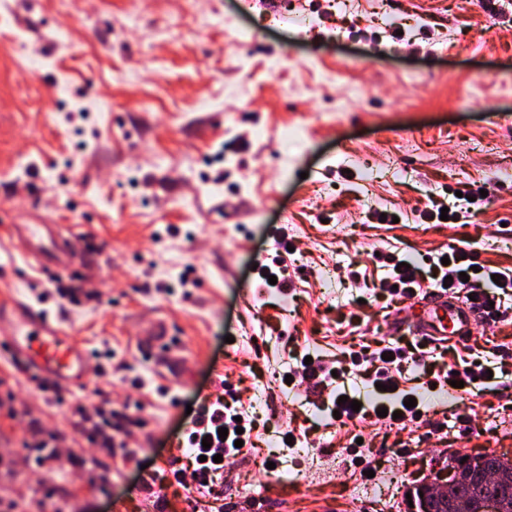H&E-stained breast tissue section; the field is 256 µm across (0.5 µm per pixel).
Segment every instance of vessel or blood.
<instances>
[{
	"label": "vessel or blood",
	"mask_w": 512,
	"mask_h": 512,
	"mask_svg": "<svg viewBox=\"0 0 512 512\" xmlns=\"http://www.w3.org/2000/svg\"><path fill=\"white\" fill-rule=\"evenodd\" d=\"M16 235L34 258L40 271L51 279L74 273L67 241L54 224H19ZM479 308L447 296H437L419 324L420 335L437 340L450 337L467 341ZM0 321L11 331L0 339V347L19 361L35 385L45 394L57 395L81 386L85 379L88 351L75 337L53 324L47 315L16 306H0ZM170 329L165 321L154 322L143 333V346L151 354L166 351Z\"/></svg>",
	"instance_id": "obj_1"
}]
</instances>
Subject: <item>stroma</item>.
Instances as JSON below:
<instances>
[{
  "label": "stroma",
  "mask_w": 512,
  "mask_h": 512,
  "mask_svg": "<svg viewBox=\"0 0 512 512\" xmlns=\"http://www.w3.org/2000/svg\"><path fill=\"white\" fill-rule=\"evenodd\" d=\"M282 2L0 0V304L44 312L90 354L59 404L0 350V512H349L346 489L369 481L341 453L357 441L382 464L372 481L394 485L388 512H407L441 453L512 457V320L475 319L465 343L433 348L493 376L456 400L423 391L427 413L402 430L333 425L285 380L305 356L413 339L432 289L383 309L345 282L380 278L389 245L512 268V0H298L303 26L280 21ZM428 193L454 219L411 215ZM16 224L81 234L75 301L28 262ZM279 234L296 249L286 298L256 288ZM159 319L177 340L157 359L141 335ZM241 376L255 448L212 491L174 484L187 408ZM102 395L109 452L71 416ZM46 432L82 468L28 470ZM269 458L253 495L247 471Z\"/></svg>",
  "instance_id": "stroma-1"
}]
</instances>
